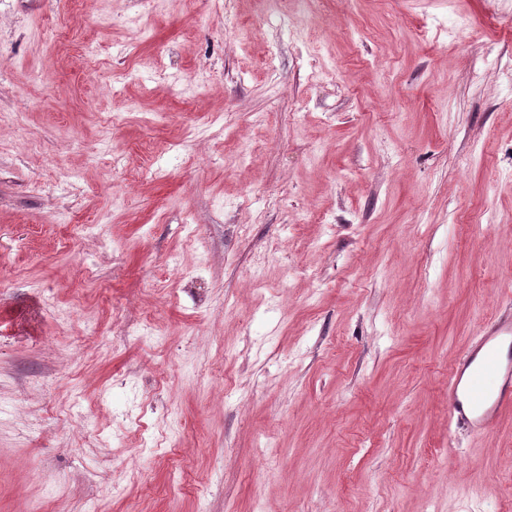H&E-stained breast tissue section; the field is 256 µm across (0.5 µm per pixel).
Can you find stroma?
<instances>
[{
	"label": "stroma",
	"instance_id": "1",
	"mask_svg": "<svg viewBox=\"0 0 512 512\" xmlns=\"http://www.w3.org/2000/svg\"><path fill=\"white\" fill-rule=\"evenodd\" d=\"M509 309L512 0H0V512H512ZM448 417L474 435L512 413V315L488 324L448 372Z\"/></svg>",
	"mask_w": 512,
	"mask_h": 512
}]
</instances>
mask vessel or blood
<instances>
[{
  "mask_svg": "<svg viewBox=\"0 0 512 512\" xmlns=\"http://www.w3.org/2000/svg\"><path fill=\"white\" fill-rule=\"evenodd\" d=\"M448 417L478 435L512 413V315L493 320L448 373Z\"/></svg>",
  "mask_w": 512,
  "mask_h": 512,
  "instance_id": "1",
  "label": "vessel or blood"
}]
</instances>
